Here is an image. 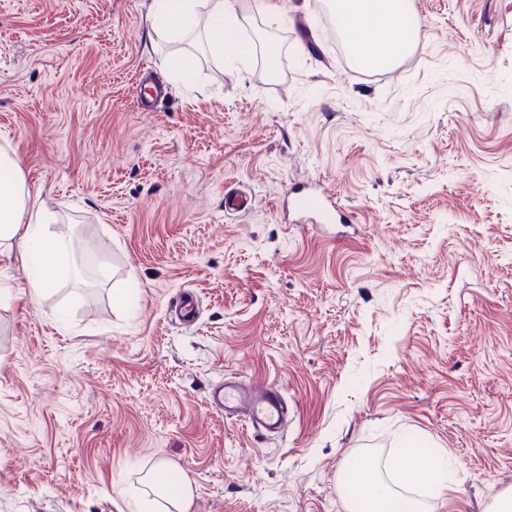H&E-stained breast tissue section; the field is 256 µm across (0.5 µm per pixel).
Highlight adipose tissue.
Instances as JSON below:
<instances>
[{
    "mask_svg": "<svg viewBox=\"0 0 512 512\" xmlns=\"http://www.w3.org/2000/svg\"><path fill=\"white\" fill-rule=\"evenodd\" d=\"M156 33L180 37L198 30L205 50L214 59L246 57L253 45L240 39V16L232 0H208L205 15H198L196 0H155ZM342 37L356 61L368 68L390 70L411 49L421 20L411 0H329ZM30 195L16 156L0 152V256L39 257L40 272L29 282L32 295L59 281L60 256L69 249L64 235L45 234L48 213L29 208ZM431 486L434 494L448 488V476L435 459L408 453L395 464L389 480H382L373 461L362 460L352 476L350 492L369 497L377 512H421L420 503L396 494V487Z\"/></svg>",
    "mask_w": 512,
    "mask_h": 512,
    "instance_id": "1",
    "label": "adipose tissue"
}]
</instances>
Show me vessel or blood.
I'll return each mask as SVG.
<instances>
[{
	"mask_svg": "<svg viewBox=\"0 0 512 512\" xmlns=\"http://www.w3.org/2000/svg\"><path fill=\"white\" fill-rule=\"evenodd\" d=\"M335 209L333 195L326 192L299 199L295 206L297 214L310 224L332 223ZM210 402L225 415L242 418L257 433L279 431L288 411L282 391L274 383L259 388L220 385L211 392Z\"/></svg>",
	"mask_w": 512,
	"mask_h": 512,
	"instance_id": "obj_1",
	"label": "vessel or blood"
}]
</instances>
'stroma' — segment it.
<instances>
[{
  "label": "stroma",
  "mask_w": 512,
  "mask_h": 512,
  "mask_svg": "<svg viewBox=\"0 0 512 512\" xmlns=\"http://www.w3.org/2000/svg\"><path fill=\"white\" fill-rule=\"evenodd\" d=\"M280 4L272 76L160 38L153 0H0V149L94 273L36 298L38 260L0 257V512H134L161 463L188 512H350L340 475L412 441L450 476L425 512L512 490V0H413L375 72ZM310 182L340 221L297 223ZM227 380L277 383L284 433L213 409ZM171 476L176 477V483L174 486L169 487V492L171 494L170 499L176 501L179 511H186L191 497L189 483L186 477L182 474L164 473L163 477L166 483H168Z\"/></svg>",
  "instance_id": "stroma-1"
}]
</instances>
